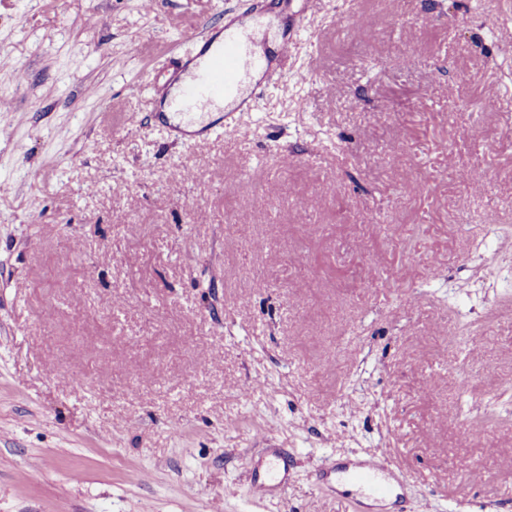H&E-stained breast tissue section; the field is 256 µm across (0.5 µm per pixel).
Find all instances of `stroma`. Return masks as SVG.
Wrapping results in <instances>:
<instances>
[{
  "mask_svg": "<svg viewBox=\"0 0 512 512\" xmlns=\"http://www.w3.org/2000/svg\"><path fill=\"white\" fill-rule=\"evenodd\" d=\"M258 1L298 36L256 136L172 142L153 90ZM508 28L512 0H0V512H512ZM385 445L394 505L319 486ZM273 448L288 487L253 498Z\"/></svg>",
  "mask_w": 512,
  "mask_h": 512,
  "instance_id": "obj_1",
  "label": "stroma"
}]
</instances>
